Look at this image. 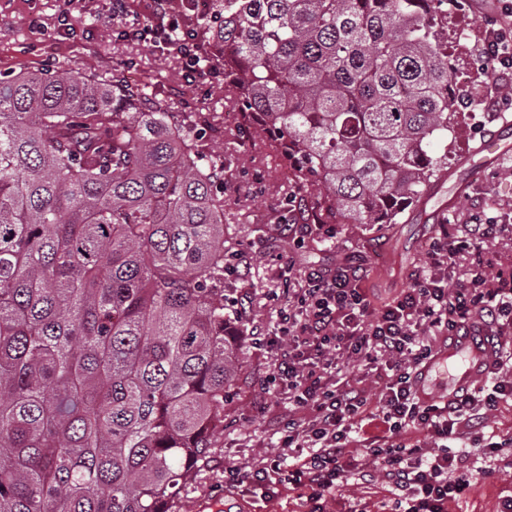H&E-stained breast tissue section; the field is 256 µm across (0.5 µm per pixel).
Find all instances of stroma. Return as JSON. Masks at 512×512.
Wrapping results in <instances>:
<instances>
[{
	"instance_id": "35a3bbf8",
	"label": "stroma",
	"mask_w": 512,
	"mask_h": 512,
	"mask_svg": "<svg viewBox=\"0 0 512 512\" xmlns=\"http://www.w3.org/2000/svg\"><path fill=\"white\" fill-rule=\"evenodd\" d=\"M151 0H129L130 14L117 19L111 0H0V78L36 69L66 68L79 76H111L121 66L126 78L153 92L183 123L205 119L216 129L207 145L224 159V238L243 242L253 256L248 280L234 293L236 308L247 323L267 335L279 332L281 308L289 289L301 287L313 265L333 267L351 258L367 263L366 288L375 299H390L412 285L411 275L426 263L430 241L441 229L460 231L473 214L489 211L512 225V109L485 106L481 98L461 93L457 109L466 120L457 128L448 174L420 206L395 224H338L332 235L320 234L298 247L286 231L300 214H288L286 198L294 192L287 169L278 158L259 151L256 132L228 122L236 90L223 72L203 82L188 81L185 63L170 49H156L125 36L134 19L149 12ZM468 12L448 23L464 27L465 40L449 39L448 52L467 59L494 5L469 0ZM66 19L68 31L58 28ZM498 138L499 158L485 163L473 152L484 140ZM275 351L249 336L239 341V372L224 401V425L213 437L209 459L182 492L178 512H301L295 492L278 488L248 496L224 493L225 470L256 466L275 452L278 430L288 417V397L260 403L261 384L272 369ZM503 464L493 478L474 475L452 512H497V489L512 486V446L502 448Z\"/></svg>"
}]
</instances>
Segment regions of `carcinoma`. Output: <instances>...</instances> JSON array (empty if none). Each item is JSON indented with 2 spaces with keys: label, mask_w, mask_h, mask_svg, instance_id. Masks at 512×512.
I'll return each instance as SVG.
<instances>
[{
  "label": "carcinoma",
  "mask_w": 512,
  "mask_h": 512,
  "mask_svg": "<svg viewBox=\"0 0 512 512\" xmlns=\"http://www.w3.org/2000/svg\"><path fill=\"white\" fill-rule=\"evenodd\" d=\"M201 44L316 224H395L448 168L427 0H210ZM224 159L146 89L0 80V512H175L224 423Z\"/></svg>",
  "instance_id": "1"
}]
</instances>
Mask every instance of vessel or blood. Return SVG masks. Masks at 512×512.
<instances>
[{
    "label": "vessel or blood",
    "instance_id": "vessel-or-blood-1",
    "mask_svg": "<svg viewBox=\"0 0 512 512\" xmlns=\"http://www.w3.org/2000/svg\"><path fill=\"white\" fill-rule=\"evenodd\" d=\"M494 369V357L486 345L471 336H457L419 367L415 391L425 402L447 401Z\"/></svg>",
    "mask_w": 512,
    "mask_h": 512
}]
</instances>
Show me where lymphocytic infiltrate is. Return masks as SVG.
<instances>
[{"mask_svg": "<svg viewBox=\"0 0 512 512\" xmlns=\"http://www.w3.org/2000/svg\"><path fill=\"white\" fill-rule=\"evenodd\" d=\"M491 15L472 55L485 71L512 70V0ZM194 0H152L138 25L140 38L175 50L187 76L206 79L197 34L185 21ZM512 241V228L494 218L465 227L464 237L442 232L430 245V265L414 286L386 303L364 286L362 261L305 275L295 305L281 311L282 327L267 388L284 389L300 419L280 429V454L262 466L230 468L226 489L241 494L254 486L295 491L305 512H331L336 493L349 480L383 485L380 512H448L470 486L474 473L497 471L500 442L486 437L489 416L512 400V376L495 377L442 402L420 401L414 391L418 367L431 359L437 341L455 336L500 339L512 335V268L451 282L458 255L493 240ZM371 363L372 373L337 377L339 355ZM462 447L451 450L450 442Z\"/></svg>", "mask_w": 512, "mask_h": 512, "instance_id": "obj_1", "label": "lymphocytic infiltrate"}]
</instances>
